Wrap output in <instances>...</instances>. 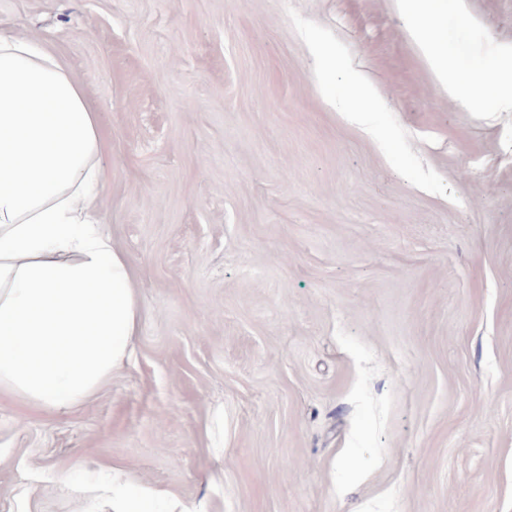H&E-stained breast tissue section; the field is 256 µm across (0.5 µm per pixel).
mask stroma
Instances as JSON below:
<instances>
[{
	"label": "stroma",
	"mask_w": 512,
	"mask_h": 512,
	"mask_svg": "<svg viewBox=\"0 0 512 512\" xmlns=\"http://www.w3.org/2000/svg\"><path fill=\"white\" fill-rule=\"evenodd\" d=\"M0 30L86 87L141 314L79 406L0 398V512H112L75 488L115 468L210 512H512V112L449 99L397 0H0ZM446 35L508 60L512 0ZM371 99L372 96L368 88L362 82H355L352 86L351 96L344 105V110L350 112V114L371 112V109L367 106Z\"/></svg>",
	"instance_id": "35a3bbf8"
}]
</instances>
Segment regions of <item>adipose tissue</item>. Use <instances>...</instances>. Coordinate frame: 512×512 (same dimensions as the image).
I'll use <instances>...</instances> for the list:
<instances>
[{
    "label": "adipose tissue",
    "mask_w": 512,
    "mask_h": 512,
    "mask_svg": "<svg viewBox=\"0 0 512 512\" xmlns=\"http://www.w3.org/2000/svg\"><path fill=\"white\" fill-rule=\"evenodd\" d=\"M406 28L449 94L493 97L512 110V71L458 73L448 54V0H400ZM104 147L82 82L46 47L0 33V395L42 410L92 397L129 363L140 305L124 252L94 211ZM112 512H206L165 491L129 495L121 474Z\"/></svg>",
    "instance_id": "ef3b65f1"
}]
</instances>
